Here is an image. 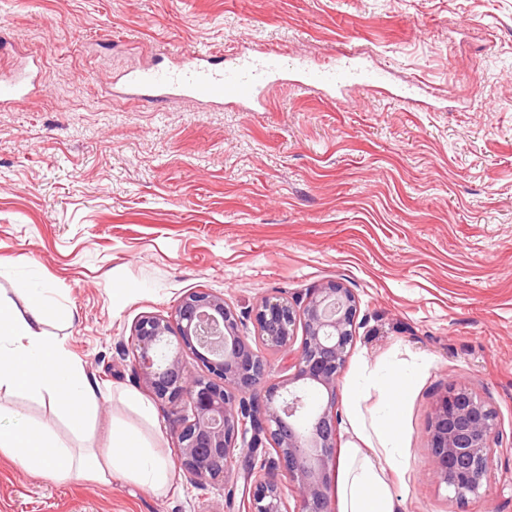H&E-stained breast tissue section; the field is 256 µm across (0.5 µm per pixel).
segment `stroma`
Instances as JSON below:
<instances>
[{"instance_id": "35a3bbf8", "label": "stroma", "mask_w": 512, "mask_h": 512, "mask_svg": "<svg viewBox=\"0 0 512 512\" xmlns=\"http://www.w3.org/2000/svg\"><path fill=\"white\" fill-rule=\"evenodd\" d=\"M0 70L41 57L42 91L0 108V298L38 288L43 328L104 393L143 392L126 351L141 315L223 295L254 333L265 296L330 281L359 302L360 360L422 359L400 410L398 512H512V0H0ZM358 43L432 111L358 89H273L262 112L116 102L106 82L173 50L282 47L332 64ZM468 386L497 418L488 487L449 497L427 430L438 393ZM6 406L73 447L62 408ZM239 481L169 492L59 482L0 455V512H224Z\"/></svg>"}]
</instances>
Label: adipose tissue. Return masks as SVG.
I'll use <instances>...</instances> for the list:
<instances>
[{"mask_svg": "<svg viewBox=\"0 0 512 512\" xmlns=\"http://www.w3.org/2000/svg\"><path fill=\"white\" fill-rule=\"evenodd\" d=\"M17 291L23 307L0 301V393L29 391L47 397L67 410L82 438H93L98 417L95 388L63 340L43 331L41 294L22 283ZM345 388L351 439L339 462L338 512H397L390 475L407 460L398 421L410 391L406 375L400 368L364 360ZM120 398L139 422L113 418L112 442L106 448L69 447L46 425L6 424L10 410L0 404V455L24 470L63 482L108 484L118 476L163 495L174 468L144 434L156 425L153 407L133 390L122 391Z\"/></svg>", "mask_w": 512, "mask_h": 512, "instance_id": "1", "label": "adipose tissue"}]
</instances>
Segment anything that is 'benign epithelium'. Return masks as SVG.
I'll return each instance as SVG.
<instances>
[{
    "label": "benign epithelium",
    "instance_id": "7a95c632",
    "mask_svg": "<svg viewBox=\"0 0 512 512\" xmlns=\"http://www.w3.org/2000/svg\"><path fill=\"white\" fill-rule=\"evenodd\" d=\"M357 311L355 295L330 282L304 299H263L253 338L240 334L223 296L205 291L182 297L168 317H140L130 334L132 366L176 415L178 469L196 486L227 482L246 441L266 453L242 460L237 512H336L337 390ZM264 347L286 375L274 377ZM188 354L202 373L187 369ZM496 430L495 413L467 386L450 383L437 395L428 444L435 475L457 500L481 497Z\"/></svg>",
    "mask_w": 512,
    "mask_h": 512
}]
</instances>
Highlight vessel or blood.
Returning <instances> with one entry per match:
<instances>
[{
	"label": "vessel or blood",
	"instance_id": "obj_1",
	"mask_svg": "<svg viewBox=\"0 0 512 512\" xmlns=\"http://www.w3.org/2000/svg\"><path fill=\"white\" fill-rule=\"evenodd\" d=\"M41 69V59L33 57L22 70L1 76L0 106L15 107L36 94ZM277 85L294 86L329 101L339 100L349 88L372 91L396 103L409 102L413 93L409 85H388L384 70L369 65L366 52L354 48L337 51L332 66L293 58L283 48L256 55L235 51L224 56L201 49L179 52L168 67L124 72L111 83L109 93L123 101L163 105L190 99L218 109L232 105L242 112H259L266 105L268 90Z\"/></svg>",
	"mask_w": 512,
	"mask_h": 512
}]
</instances>
